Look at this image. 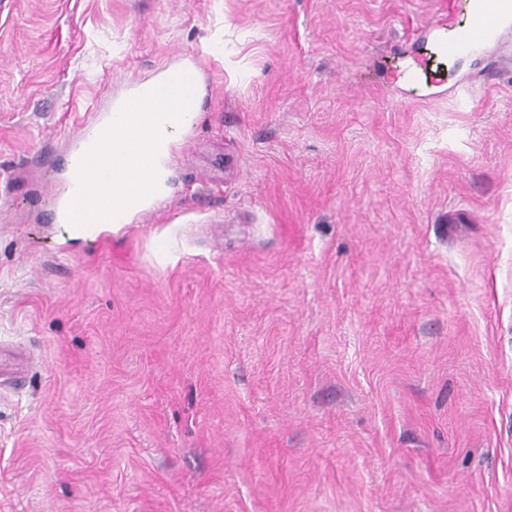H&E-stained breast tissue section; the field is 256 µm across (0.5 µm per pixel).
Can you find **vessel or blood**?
<instances>
[{"label":"vessel or blood","instance_id":"obj_1","mask_svg":"<svg viewBox=\"0 0 512 512\" xmlns=\"http://www.w3.org/2000/svg\"><path fill=\"white\" fill-rule=\"evenodd\" d=\"M436 6L445 15L462 11L468 14L467 25L444 44L451 54H461L475 48L492 50L498 41L499 31L512 28V0H436ZM109 125V120L100 116L84 126L79 134L65 172L69 193L78 190L77 169L81 158Z\"/></svg>","mask_w":512,"mask_h":512}]
</instances>
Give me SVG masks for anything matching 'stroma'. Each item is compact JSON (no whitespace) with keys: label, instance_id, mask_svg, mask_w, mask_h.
Segmentation results:
<instances>
[{"label":"stroma","instance_id":"obj_1","mask_svg":"<svg viewBox=\"0 0 512 512\" xmlns=\"http://www.w3.org/2000/svg\"><path fill=\"white\" fill-rule=\"evenodd\" d=\"M431 3L0 0V512H512V30ZM187 62L167 199L75 235L83 121ZM437 10L455 15L464 9L468 23L461 27L443 46L448 54H461L474 48L492 50L502 29L512 28L511 0H436ZM112 119H105L99 115L92 123L84 126L74 146L73 156L65 172V180L69 195L64 201H57L56 218L62 224H71L68 220L67 209L78 190L77 169L81 158L96 143L102 133L110 126Z\"/></svg>","mask_w":512,"mask_h":512}]
</instances>
